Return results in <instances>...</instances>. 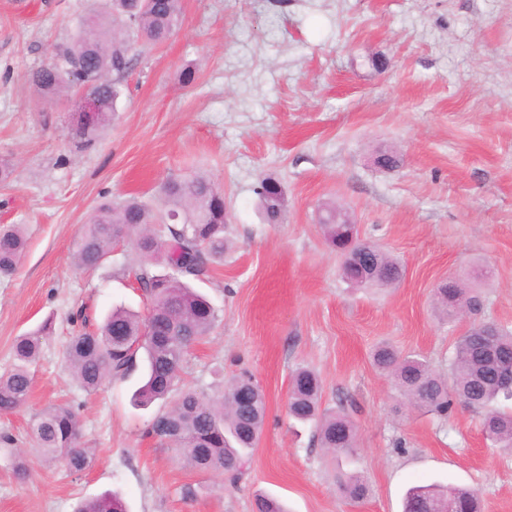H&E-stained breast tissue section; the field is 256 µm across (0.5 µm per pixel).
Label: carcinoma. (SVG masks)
I'll list each match as a JSON object with an SVG mask.
<instances>
[{
    "label": "carcinoma",
    "instance_id": "carcinoma-1",
    "mask_svg": "<svg viewBox=\"0 0 512 512\" xmlns=\"http://www.w3.org/2000/svg\"><path fill=\"white\" fill-rule=\"evenodd\" d=\"M183 21L182 0H109L104 13L80 20L68 41L50 45L48 64L31 70L27 81L44 99H57L80 81L94 96L95 112L75 108L70 128L75 148L94 145L112 121L119 87L133 66L130 33L148 43L165 41ZM162 204L151 208L132 198L120 203L104 200L74 240L75 265L93 271L111 256L123 239L133 240L135 265L129 268L146 299L143 316L114 306L93 331L73 335L65 360L71 377L91 394L107 381L125 379L143 367L142 383L132 394L134 405L146 407L156 400L175 397L171 409L155 416L148 435L170 448L188 466L235 479L258 444L266 416L262 388L243 375L227 385L215 399H207L179 387L180 373L189 348L208 336L218 322L212 303L192 285L210 265L224 259V193L210 177L191 175L171 178L160 189ZM265 219L281 220L286 195L281 183L262 180L257 191ZM327 244L341 259L343 278L358 288L394 286L404 268L377 245H370L374 267L369 270L351 257L362 245L358 227L336 223V208L320 218ZM27 246L23 225L0 229V275L18 268ZM488 272H475L474 281L455 278L435 288L438 308L448 319L455 313L448 295L459 296L467 308L482 306L477 284ZM44 329L16 340L14 367L0 374V413L23 406L31 389V366L37 361ZM375 366L390 374L400 398L440 421L448 418L454 404L483 411L486 439L501 455L512 457V412L502 404L512 401V387L502 385L501 369L512 363V329L494 328L489 342L470 328L460 336L450 361V375L433 370L417 355H403L389 345L373 353ZM322 386L317 374L306 367L291 375L288 415L316 426L319 446L334 459L351 457L357 450L356 426L343 410L321 409ZM35 451L46 461L77 473L91 463L89 450L81 446L80 424L67 403L50 404L35 414L31 424ZM338 482L353 502L367 498L369 488L357 476L339 473ZM450 502L455 512H482L481 496L458 485H414L403 498L402 512H431ZM125 509L117 496L106 493L79 505L76 512H114ZM255 512H288L279 499L260 495Z\"/></svg>",
    "mask_w": 512,
    "mask_h": 512
}]
</instances>
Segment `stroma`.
<instances>
[{
	"instance_id": "stroma-1",
	"label": "stroma",
	"mask_w": 512,
	"mask_h": 512,
	"mask_svg": "<svg viewBox=\"0 0 512 512\" xmlns=\"http://www.w3.org/2000/svg\"><path fill=\"white\" fill-rule=\"evenodd\" d=\"M105 7L0 0V157L15 168L0 187V226L27 236L17 271L0 277V374L16 337L52 322L29 400L0 414V436L31 447L35 414L67 401L92 458L71 474L33 456L21 481L1 449L0 512H74L105 493L128 512H252L258 493L291 512H401L405 490L431 482L512 512V458L490 448L478 410L456 406L444 422L411 410L371 358L387 342L447 373L470 321L439 314L434 290L477 269L491 273L478 320L512 327V0H183L174 35L136 44L114 121L80 152L67 137L70 99H42L26 76L81 15ZM383 150L397 168L375 165ZM195 173L224 189L227 249L194 283L220 322L191 348L182 383L209 397L246 373L266 399L261 440L233 485L148 436L172 402L134 406L139 374L88 394L64 363L81 317L145 307L131 243L96 271L74 267L81 225L102 198L155 208L162 182ZM266 177L285 189L278 224L258 209ZM327 205L403 266L396 287L343 280L318 224ZM301 366L319 374L323 408H345L357 425L342 470L367 482L363 501L341 495L314 427L288 416Z\"/></svg>"
}]
</instances>
